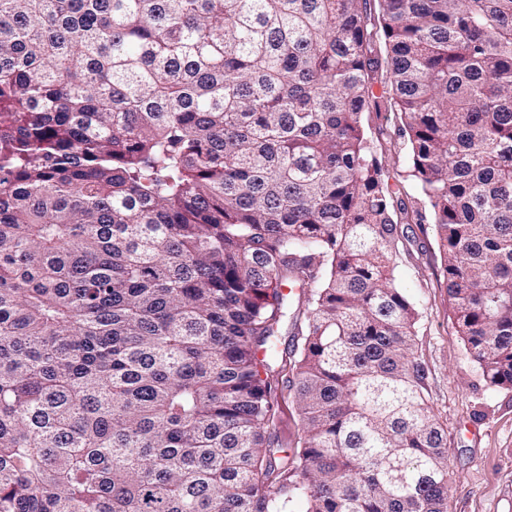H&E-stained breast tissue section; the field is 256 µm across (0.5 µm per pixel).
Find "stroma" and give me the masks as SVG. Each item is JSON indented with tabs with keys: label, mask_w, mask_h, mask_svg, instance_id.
<instances>
[{
	"label": "stroma",
	"mask_w": 512,
	"mask_h": 512,
	"mask_svg": "<svg viewBox=\"0 0 512 512\" xmlns=\"http://www.w3.org/2000/svg\"><path fill=\"white\" fill-rule=\"evenodd\" d=\"M363 125L408 218L397 224L395 276L418 311L415 355L425 394L448 437V512H512V390L491 387L453 324L432 214L407 179L399 119L367 112Z\"/></svg>",
	"instance_id": "obj_1"
}]
</instances>
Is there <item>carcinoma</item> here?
I'll return each instance as SVG.
<instances>
[{
	"instance_id": "1",
	"label": "carcinoma",
	"mask_w": 512,
	"mask_h": 512,
	"mask_svg": "<svg viewBox=\"0 0 512 512\" xmlns=\"http://www.w3.org/2000/svg\"><path fill=\"white\" fill-rule=\"evenodd\" d=\"M382 110L512 389V0H0V512H447ZM281 388L283 389L279 398L281 420L277 428L271 429L268 433L272 437L277 435L280 441L286 443L297 432L298 412L294 402L293 390L283 387L280 381L279 391Z\"/></svg>"
}]
</instances>
